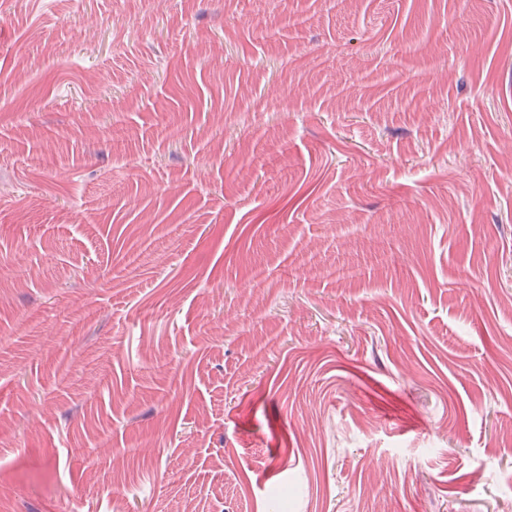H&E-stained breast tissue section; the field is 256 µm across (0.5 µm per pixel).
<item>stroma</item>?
<instances>
[{"label":"stroma","instance_id":"stroma-1","mask_svg":"<svg viewBox=\"0 0 512 512\" xmlns=\"http://www.w3.org/2000/svg\"><path fill=\"white\" fill-rule=\"evenodd\" d=\"M0 512H512V0H0Z\"/></svg>","mask_w":512,"mask_h":512}]
</instances>
